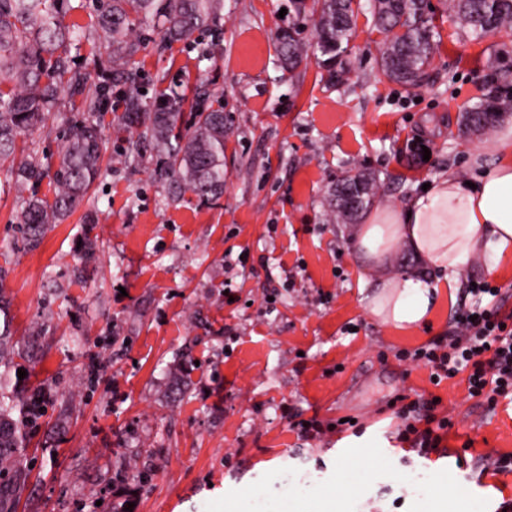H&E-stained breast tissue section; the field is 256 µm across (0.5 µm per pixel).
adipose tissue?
I'll return each mask as SVG.
<instances>
[{"label":"adipose tissue","instance_id":"adipose-tissue-1","mask_svg":"<svg viewBox=\"0 0 512 512\" xmlns=\"http://www.w3.org/2000/svg\"><path fill=\"white\" fill-rule=\"evenodd\" d=\"M493 154L473 181L442 173L402 206H380L368 214L355 235L367 261L383 263L391 246L402 243L443 274L433 284L407 273L377 279L367 302L375 321L398 329L424 324L440 290L454 288L463 269L479 258L491 269L512 255V124L504 125Z\"/></svg>","mask_w":512,"mask_h":512}]
</instances>
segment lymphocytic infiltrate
<instances>
[{
	"label": "lymphocytic infiltrate",
	"instance_id": "1",
	"mask_svg": "<svg viewBox=\"0 0 512 512\" xmlns=\"http://www.w3.org/2000/svg\"><path fill=\"white\" fill-rule=\"evenodd\" d=\"M469 294L489 296L486 306L458 308L447 335L438 336L408 353V360L424 362L430 380L441 384L460 370H468L469 395L485 399L489 406L512 402V311L503 307L501 287L476 279ZM437 396H417L402 404L396 416L398 437L409 443L420 457L440 452L452 426L450 419L437 417Z\"/></svg>",
	"mask_w": 512,
	"mask_h": 512
}]
</instances>
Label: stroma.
Listing matches in <instances>:
<instances>
[{"label": "stroma", "mask_w": 512, "mask_h": 512, "mask_svg": "<svg viewBox=\"0 0 512 512\" xmlns=\"http://www.w3.org/2000/svg\"><path fill=\"white\" fill-rule=\"evenodd\" d=\"M70 5L65 24L89 34L72 68L98 74L111 49L89 31L91 0ZM429 5L441 42L414 97L381 74L382 36L366 12L336 86L312 61L282 70L274 31L289 0H224L214 27L168 46L159 25H143L132 70L146 102L200 88L224 104L217 200L173 199L153 149L126 165L132 135L121 110L107 111L102 178L30 248L16 232L27 194L0 167V288L15 341L36 355L26 383L46 398L18 512H93L101 499L131 501V512H306L325 497L341 512H498L512 500V472L485 474L479 462L512 454V405L489 408L469 397L466 374L435 385L424 364L396 357L476 304L469 279L512 292V259L462 270L430 322L401 331L369 316L371 282L435 271L401 244L374 268L355 225L324 220L345 173L379 176L378 199L399 206L434 175L467 178L490 158L498 131L467 137L459 120L494 69L512 64V27L473 42L445 0ZM81 113L65 100L24 150L56 156ZM90 212L99 260L84 266L77 244ZM400 394L441 397L437 413L453 422L445 453L425 459L398 441ZM311 418L354 419L388 445L305 439L296 423Z\"/></svg>", "instance_id": "obj_1"}]
</instances>
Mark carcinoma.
<instances>
[{
	"mask_svg": "<svg viewBox=\"0 0 512 512\" xmlns=\"http://www.w3.org/2000/svg\"><path fill=\"white\" fill-rule=\"evenodd\" d=\"M295 21L275 32L281 63L293 72L313 55L329 81L345 80L343 57L352 37L359 0H290ZM222 0H99L91 20L94 32L112 46L108 78L127 85L122 121L135 130L125 162L139 164L141 148L160 154L174 197L194 194L200 201L224 193V110L207 107L201 93L191 106L192 120L183 121L187 97L161 95L147 104L129 72L139 49L137 25L161 23L163 41L171 44L213 25ZM375 28L383 35L378 58L382 75L407 93L429 83L435 56V31L425 0H370ZM70 0H0V165L14 170L19 187L37 185L50 176L53 196L31 194L17 232L34 247L48 226L58 224L80 204L101 177L103 138L98 114L108 109L112 86L90 83L91 75L72 70L70 52L82 34L63 25ZM448 15L464 34L479 39L490 29L512 25V0H448ZM313 37L305 39L306 26ZM512 70L491 74L490 90L465 111L462 124L471 132H487L499 123V112L512 102ZM81 97L83 117L66 135L54 165L32 151L16 153L18 138L44 123L60 105L61 94ZM380 183L362 173H346L331 190L325 220L329 224L356 220L377 194ZM29 353L13 346L6 301L0 296V512H17L28 482L24 464L29 430L42 412L40 395L12 383L16 359Z\"/></svg>",
	"mask_w": 512,
	"mask_h": 512,
	"instance_id": "cac0c4a2",
	"label": "carcinoma"
}]
</instances>
